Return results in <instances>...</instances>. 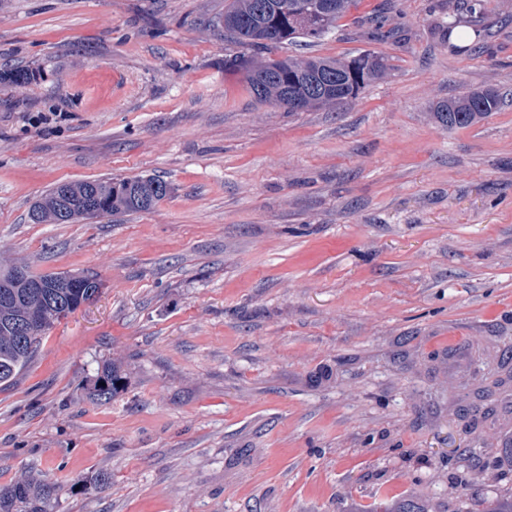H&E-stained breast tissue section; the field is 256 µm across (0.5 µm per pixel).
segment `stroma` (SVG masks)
I'll use <instances>...</instances> for the list:
<instances>
[{
    "label": "stroma",
    "mask_w": 512,
    "mask_h": 512,
    "mask_svg": "<svg viewBox=\"0 0 512 512\" xmlns=\"http://www.w3.org/2000/svg\"><path fill=\"white\" fill-rule=\"evenodd\" d=\"M454 0H353L280 55L385 56L356 99L289 112L228 59L224 0H0V264L93 272L96 298L0 386V485L64 484L56 512H390L512 492V375L495 430L459 412L512 349V0L479 51ZM457 12V11H456ZM506 103L446 128L435 103ZM154 175L146 212L34 224L62 182ZM127 384L90 401L105 361ZM110 474L104 491L76 476Z\"/></svg>",
    "instance_id": "1"
}]
</instances>
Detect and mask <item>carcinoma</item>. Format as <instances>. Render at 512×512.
I'll return each mask as SVG.
<instances>
[{"label":"carcinoma","instance_id":"carcinoma-1","mask_svg":"<svg viewBox=\"0 0 512 512\" xmlns=\"http://www.w3.org/2000/svg\"><path fill=\"white\" fill-rule=\"evenodd\" d=\"M352 0H226L220 23L239 44L273 51L288 42H315L336 28ZM248 84L256 100L284 107L295 97L305 108L322 107L356 98L372 81L387 72L385 58L363 52L352 58L331 59L288 56L252 58L246 67ZM502 98L494 88L469 91L440 101L434 112L448 128L468 127L498 110ZM170 194L169 184L154 176L132 179H97L59 183L46 191L29 210L34 224H73L80 220L136 213L155 207ZM15 267L0 271V384L12 381L40 348L46 332L58 321L92 300L101 288L94 274L84 275L78 286L67 287L66 272H29L33 280L50 284L33 289L11 279ZM36 312L38 321L23 323L20 314ZM121 366L108 361L87 384L89 398L106 402L123 390ZM61 483L50 475H28L0 486V512H53ZM428 498H406L396 512H429ZM470 512H512V494L472 498Z\"/></svg>","mask_w":512,"mask_h":512}]
</instances>
